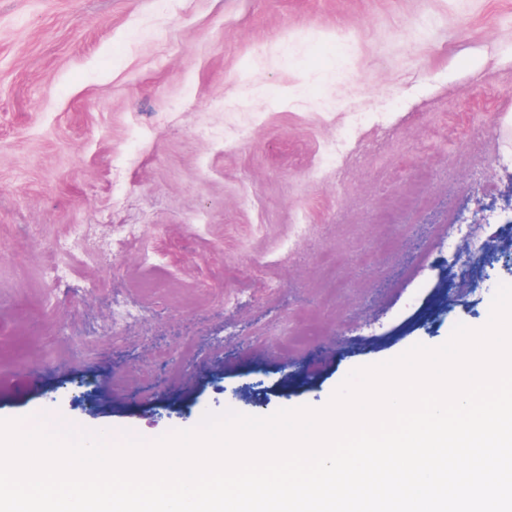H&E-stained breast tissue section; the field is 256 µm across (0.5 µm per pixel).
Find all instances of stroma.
<instances>
[{
  "mask_svg": "<svg viewBox=\"0 0 512 512\" xmlns=\"http://www.w3.org/2000/svg\"><path fill=\"white\" fill-rule=\"evenodd\" d=\"M502 283L512 0H0V418L318 409Z\"/></svg>",
  "mask_w": 512,
  "mask_h": 512,
  "instance_id": "1",
  "label": "stroma"
}]
</instances>
